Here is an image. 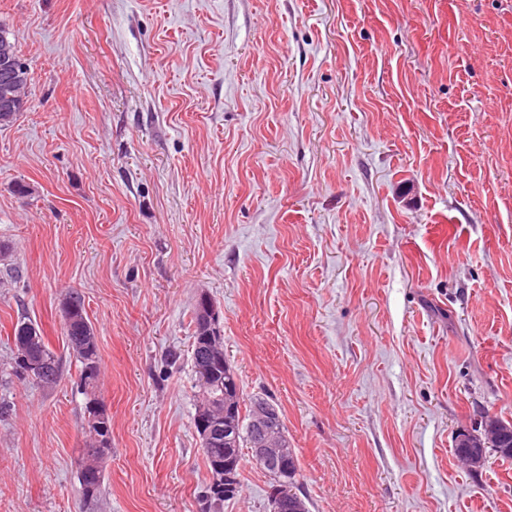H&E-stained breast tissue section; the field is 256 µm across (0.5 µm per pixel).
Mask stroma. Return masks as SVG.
I'll return each instance as SVG.
<instances>
[{
    "instance_id": "stroma-1",
    "label": "stroma",
    "mask_w": 512,
    "mask_h": 512,
    "mask_svg": "<svg viewBox=\"0 0 512 512\" xmlns=\"http://www.w3.org/2000/svg\"><path fill=\"white\" fill-rule=\"evenodd\" d=\"M0 512H206L191 319L278 407L309 512H512V0H0ZM25 185L19 197L16 185ZM98 336L112 453L61 305ZM37 322L57 386L15 374ZM223 512H270L245 459ZM1 34L5 35L10 47L12 48V53L14 55V59L19 67L22 68V70L17 75L14 82L11 84L3 85L0 81V100L1 98H5L7 96H11L13 100H16L18 102L25 101L26 95V88L28 85L29 79V71L27 69V66L24 62L21 61L20 56L18 54L17 48L15 46V42H12L9 39V32L6 31V29L3 27L2 23L0 24V36ZM26 103V101H25ZM63 311V330L67 344L81 364L78 387L87 400L89 444L81 448L83 464L78 475L79 492L87 504L99 500L103 493V463L109 452L102 440L112 434L111 419L98 395L100 363L97 336L81 297L78 294L69 295ZM85 464L89 465V469L84 473Z\"/></svg>"
}]
</instances>
